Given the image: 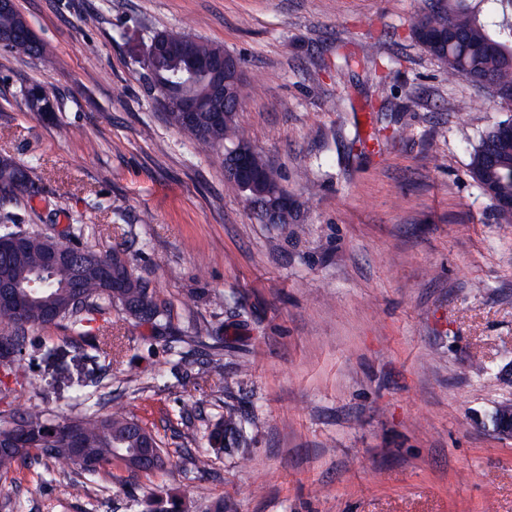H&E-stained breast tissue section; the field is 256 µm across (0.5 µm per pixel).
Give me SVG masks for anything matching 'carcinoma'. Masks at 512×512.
I'll use <instances>...</instances> for the list:
<instances>
[{
  "label": "carcinoma",
  "mask_w": 512,
  "mask_h": 512,
  "mask_svg": "<svg viewBox=\"0 0 512 512\" xmlns=\"http://www.w3.org/2000/svg\"><path fill=\"white\" fill-rule=\"evenodd\" d=\"M0 32L15 33L8 43L7 52L37 57L47 50L35 33L24 29L22 14L14 8L0 11ZM181 46L175 57L158 62L146 61L152 90L161 102L174 99L183 75L201 56L218 55L224 48L174 31L155 33ZM415 41L430 56L446 66L448 83L467 80L483 89L489 102L509 112L505 120L488 127L470 153L469 170L472 179L512 224V208L505 204L512 201V0H448V6L433 9L419 17L413 26ZM244 81L233 88L232 99L222 126L210 123L209 114L200 112L192 126L182 123L175 106L166 108L170 125L187 134L203 150L219 151L224 143L248 146L240 135L235 121L241 108ZM251 164L259 173L256 186L246 188L231 182L229 186L245 194L256 218L266 221L265 203L286 194L277 172L258 152L251 153ZM36 169L26 167L7 156L0 157V202L17 200L32 195ZM86 225L70 224L66 236L70 243L67 250L79 260L82 268L81 296L74 298L68 288L71 267L59 264L53 268L43 265L46 253L57 244L54 237L32 231L24 233L21 246L9 256L0 255V269L9 274L22 289L35 278H41V290L31 295L25 312L0 305V368L16 373L22 368L28 333L38 327L67 323L77 335L89 337L95 347L112 357V339L108 332L112 326L94 328L91 323L97 316L117 307L139 324H148L160 334L169 329V321L156 298L151 282L135 274L124 256L114 248L101 253L91 247L78 244L84 237ZM112 264V274L122 288L114 290L102 277L100 263ZM62 426L82 441L76 450L55 432ZM23 428L37 439L35 447L1 448L0 472L11 470L18 463H37L45 460L52 471L69 477L77 474L70 488L82 493L87 481L100 470L114 462L129 470L150 471L162 469L167 464L156 436L143 426L123 407L114 406L105 414L92 413L81 416H53L39 405H31L17 418L0 424V438L7 442L14 432ZM242 432V415L234 404L224 406V415L217 423L214 435Z\"/></svg>",
  "instance_id": "obj_1"
}]
</instances>
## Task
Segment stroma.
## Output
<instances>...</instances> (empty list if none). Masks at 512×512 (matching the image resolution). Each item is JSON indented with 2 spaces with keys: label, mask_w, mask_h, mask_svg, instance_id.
I'll use <instances>...</instances> for the list:
<instances>
[{
  "label": "stroma",
  "mask_w": 512,
  "mask_h": 512,
  "mask_svg": "<svg viewBox=\"0 0 512 512\" xmlns=\"http://www.w3.org/2000/svg\"><path fill=\"white\" fill-rule=\"evenodd\" d=\"M439 2L15 0L50 50L0 52V155L39 175L0 219L53 236L88 225L84 244L123 250L181 341L115 312L108 362L66 324L34 329L22 370L0 379L1 420L117 402L170 463L112 465L78 495L15 467L0 512H145L165 494L183 512H512V440L489 424L512 402L497 377L512 362V226L468 167L504 114L413 39ZM165 30L240 59L236 123L282 174L302 232L257 221L221 155L167 123L144 65ZM32 83L54 112L27 111ZM338 97L345 111L330 110ZM217 336L240 356L220 378L206 373ZM228 401L249 422L244 466L210 436ZM189 451L210 453L209 470Z\"/></svg>",
  "instance_id": "obj_1"
}]
</instances>
